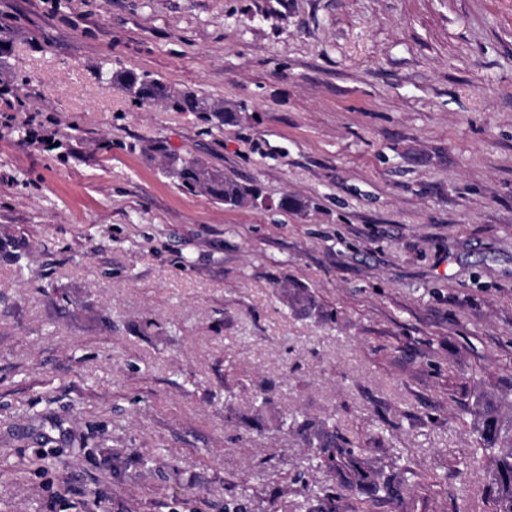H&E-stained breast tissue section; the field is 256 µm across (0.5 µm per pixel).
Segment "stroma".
Listing matches in <instances>:
<instances>
[{"mask_svg": "<svg viewBox=\"0 0 512 512\" xmlns=\"http://www.w3.org/2000/svg\"><path fill=\"white\" fill-rule=\"evenodd\" d=\"M0 40V512H301L338 482L289 413L409 466L383 512H493L462 407L512 426V0H0ZM107 80L122 85L126 90L130 84H138L140 93L131 97L134 105H141L149 101H159L166 109L176 112H202L201 118L208 124L224 126V107L208 103L191 88L175 89L167 87L149 73H135L131 71L101 72ZM152 151L169 159L165 162L164 168L177 169L175 183L179 188L188 192H203L230 207L256 206L260 191L255 184L225 176L223 172L211 168L195 156L167 155L160 143H156Z\"/></svg>", "mask_w": 512, "mask_h": 512, "instance_id": "1", "label": "stroma"}]
</instances>
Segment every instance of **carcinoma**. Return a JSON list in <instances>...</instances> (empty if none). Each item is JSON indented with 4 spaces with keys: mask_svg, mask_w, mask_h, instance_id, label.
I'll list each match as a JSON object with an SVG mask.
<instances>
[{
    "mask_svg": "<svg viewBox=\"0 0 512 512\" xmlns=\"http://www.w3.org/2000/svg\"><path fill=\"white\" fill-rule=\"evenodd\" d=\"M101 75L126 89L132 84L139 85L140 93L132 97L136 105L159 101L169 110L200 112L205 122L217 127L224 125V108L208 103L191 88H170L148 73L107 69ZM152 151L167 159L165 167L177 169L179 188L203 192L230 207L256 205L260 191L255 184L226 176L198 157L168 155L159 143L152 147ZM467 413L478 424L483 450L490 452L495 462L488 492L496 504V512H512V430L501 427L491 408L477 405ZM282 426L304 438L312 448L311 460L318 468L341 476L344 489L365 496L367 503L390 498L397 491L394 478L386 477L368 465L362 458L364 448L360 443L342 434L330 420L300 421L291 415L282 421ZM302 491L305 512H337V496L332 489L315 490L305 484Z\"/></svg>",
    "mask_w": 512,
    "mask_h": 512,
    "instance_id": "carcinoma-1",
    "label": "carcinoma"
}]
</instances>
